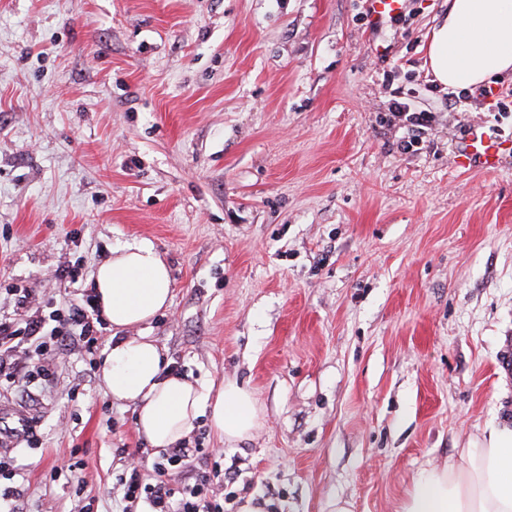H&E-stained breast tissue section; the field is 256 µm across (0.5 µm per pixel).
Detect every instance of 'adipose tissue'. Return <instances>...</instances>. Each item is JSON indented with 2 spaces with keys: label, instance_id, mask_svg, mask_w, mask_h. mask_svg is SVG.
Instances as JSON below:
<instances>
[{
  "label": "adipose tissue",
  "instance_id": "obj_1",
  "mask_svg": "<svg viewBox=\"0 0 512 512\" xmlns=\"http://www.w3.org/2000/svg\"><path fill=\"white\" fill-rule=\"evenodd\" d=\"M433 28L428 64L445 88L477 85L512 69V0H448ZM112 340L99 367L107 394L136 406L135 427L155 451L188 437L200 417L225 442L251 436L258 412L251 392L232 379L213 387L173 372L161 348L131 327L149 323L170 302L169 269L154 248L126 242L94 275ZM402 512H512V427L460 449L447 466L414 477Z\"/></svg>",
  "mask_w": 512,
  "mask_h": 512
}]
</instances>
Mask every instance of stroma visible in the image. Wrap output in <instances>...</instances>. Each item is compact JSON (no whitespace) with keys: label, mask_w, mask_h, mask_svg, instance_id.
<instances>
[{"label":"stroma","mask_w":512,"mask_h":512,"mask_svg":"<svg viewBox=\"0 0 512 512\" xmlns=\"http://www.w3.org/2000/svg\"><path fill=\"white\" fill-rule=\"evenodd\" d=\"M448 0H407L370 27L363 0H0V318L14 289L57 307L82 267L145 241L172 302L151 336L181 373L249 388L259 421L223 448L224 512H398L418 470L512 426V151L456 168L470 127L512 136V71L440 88L432 27ZM428 111L412 132L394 98ZM509 107L499 114L497 102ZM112 336L58 351L27 408L14 512H146L124 449L157 455L134 405L99 377ZM77 480L53 479L69 458Z\"/></svg>","instance_id":"1"}]
</instances>
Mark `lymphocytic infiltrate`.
I'll return each instance as SVG.
<instances>
[{"instance_id": "f902f5d3", "label": "lymphocytic infiltrate", "mask_w": 512, "mask_h": 512, "mask_svg": "<svg viewBox=\"0 0 512 512\" xmlns=\"http://www.w3.org/2000/svg\"><path fill=\"white\" fill-rule=\"evenodd\" d=\"M17 306L25 315L13 321H0V385L29 392L53 384L55 371L49 352L75 341L92 346L98 341L103 324L95 295L81 290L76 302L64 312L42 313L31 306V294L19 289ZM196 448L181 442L163 453L153 464L152 480H145L139 462H131L122 483L128 500H146L149 512H224V497L217 494L211 476L191 483H175L168 472L185 459L196 455Z\"/></svg>"}]
</instances>
